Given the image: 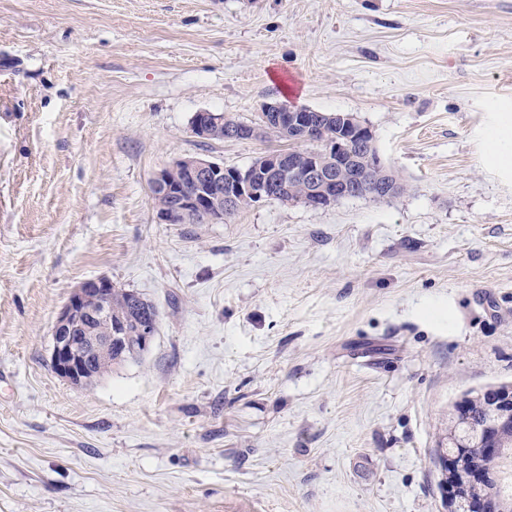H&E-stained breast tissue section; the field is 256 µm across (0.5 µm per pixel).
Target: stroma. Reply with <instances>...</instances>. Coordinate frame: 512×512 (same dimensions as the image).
Instances as JSON below:
<instances>
[{
    "label": "stroma",
    "mask_w": 512,
    "mask_h": 512,
    "mask_svg": "<svg viewBox=\"0 0 512 512\" xmlns=\"http://www.w3.org/2000/svg\"><path fill=\"white\" fill-rule=\"evenodd\" d=\"M349 112L406 189L160 224L153 174ZM512 0H0V512H448L455 401L512 384ZM105 277L158 311L88 387L50 363ZM199 114L195 116L192 120L193 132L194 134L202 139H208L211 135V130L214 128L211 137L209 140L212 141H224L225 139V127L227 124L231 123L233 125L227 126L226 131L230 138L235 140H249L255 135V127H249L247 129L240 128L238 126H247L241 121H236L233 119H227L226 124H224V114L215 113V112H200V118L198 119ZM198 119V120H197ZM197 120V121H196ZM196 122V123H195ZM195 123V124H194ZM236 125V126H234ZM221 126H224L221 128ZM496 148L492 156L505 166H512V115L503 117L494 127Z\"/></svg>",
    "instance_id": "stroma-1"
}]
</instances>
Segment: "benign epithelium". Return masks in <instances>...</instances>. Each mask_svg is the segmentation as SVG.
<instances>
[{"label": "benign epithelium", "instance_id": "1", "mask_svg": "<svg viewBox=\"0 0 512 512\" xmlns=\"http://www.w3.org/2000/svg\"><path fill=\"white\" fill-rule=\"evenodd\" d=\"M262 123L290 133L295 141L312 140L321 145L318 151L298 154L296 150L275 151L267 155L262 170L226 168L222 164L197 158L187 166V174L197 189L182 193L171 184L170 168L156 172L152 187L162 195H169L174 204L156 210L160 224H177L179 218L193 212L208 213L213 221L224 220V212L235 211L244 204L254 205L263 200L280 198L288 201V184L302 182L312 187L314 205L330 206L352 195H371L390 198L393 191L392 175L384 170L381 161H369L368 168L378 173L373 180L365 174H351L353 142L362 140L374 144L372 130L356 116L337 117V138L325 141L319 136L324 114L308 108H291L283 104L267 103L262 108ZM224 125V114L202 112L193 126L194 134L202 139L211 135L214 127ZM89 320L105 328L95 336H78L80 323ZM152 336L149 322L142 323L139 345L129 344L125 330L112 321V281L99 277L83 282L69 297L59 313L53 328L51 364L55 372L76 386H84L97 377L95 361L112 355V350L123 348L135 355L148 349ZM485 397L490 423L483 426L484 439L512 429V385L489 387L480 392ZM453 453L439 450L437 463L442 472L443 485L452 489L448 512H459L469 501L468 494L474 480L492 477V455L495 448H485L484 462L478 463L457 437L448 441Z\"/></svg>", "mask_w": 512, "mask_h": 512}]
</instances>
